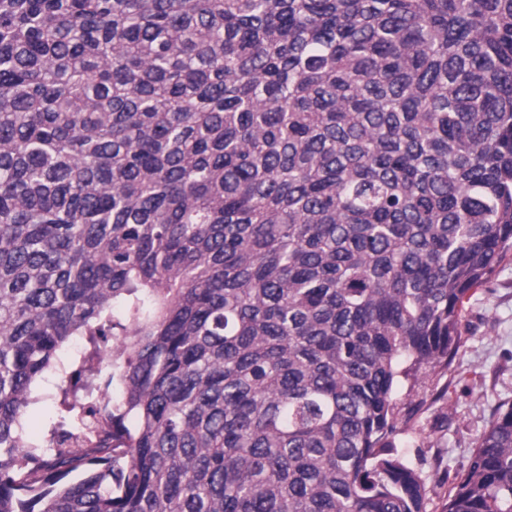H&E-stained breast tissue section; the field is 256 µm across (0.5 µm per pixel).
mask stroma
I'll use <instances>...</instances> for the list:
<instances>
[{"mask_svg": "<svg viewBox=\"0 0 512 512\" xmlns=\"http://www.w3.org/2000/svg\"><path fill=\"white\" fill-rule=\"evenodd\" d=\"M462 334L451 366L430 373L401 402L408 429L396 443L428 476L427 512H442L495 408L512 403V254L471 299Z\"/></svg>", "mask_w": 512, "mask_h": 512, "instance_id": "stroma-1", "label": "stroma"}]
</instances>
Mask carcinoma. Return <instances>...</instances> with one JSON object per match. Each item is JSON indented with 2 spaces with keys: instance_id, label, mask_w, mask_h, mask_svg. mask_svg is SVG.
<instances>
[{
  "instance_id": "1",
  "label": "carcinoma",
  "mask_w": 512,
  "mask_h": 512,
  "mask_svg": "<svg viewBox=\"0 0 512 512\" xmlns=\"http://www.w3.org/2000/svg\"><path fill=\"white\" fill-rule=\"evenodd\" d=\"M510 251L512 0H0V512H426L401 396ZM59 385L60 381L55 373H48L45 378L38 383L34 395L41 398L40 405L42 408L31 412L30 421L33 425H39L42 412L45 408L51 406L53 399L58 393Z\"/></svg>"
}]
</instances>
